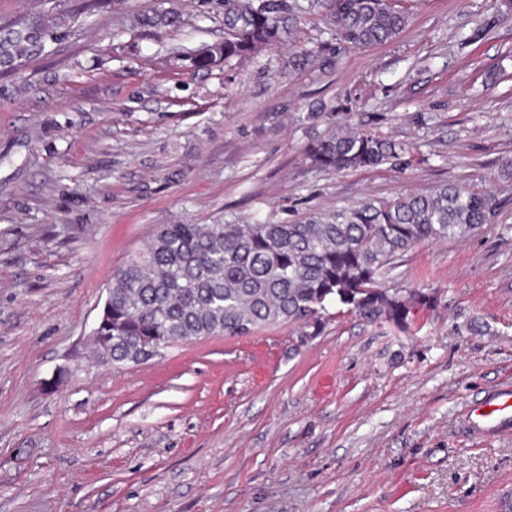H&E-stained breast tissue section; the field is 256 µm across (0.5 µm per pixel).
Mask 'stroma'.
<instances>
[{
    "label": "stroma",
    "mask_w": 512,
    "mask_h": 512,
    "mask_svg": "<svg viewBox=\"0 0 512 512\" xmlns=\"http://www.w3.org/2000/svg\"><path fill=\"white\" fill-rule=\"evenodd\" d=\"M0 0L56 23L0 70V512H512V434L464 413L512 379V13L402 0L406 29L292 68L311 17L230 70H175L224 39V0ZM352 124L399 160L334 172L305 147ZM491 223L385 277L434 298L411 328L328 305L321 330L212 336L103 366L91 331L156 225L291 221L446 184ZM69 367L60 384L52 379ZM181 16L174 7L156 10L151 15L144 16L142 23L144 26H163L177 29L181 25Z\"/></svg>",
    "instance_id": "35a3bbf8"
}]
</instances>
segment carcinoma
<instances>
[{
  "instance_id": "carcinoma-1",
  "label": "carcinoma",
  "mask_w": 512,
  "mask_h": 512,
  "mask_svg": "<svg viewBox=\"0 0 512 512\" xmlns=\"http://www.w3.org/2000/svg\"><path fill=\"white\" fill-rule=\"evenodd\" d=\"M320 14L336 40L363 49L393 40L409 15L390 0H224V41L189 59L196 70L232 66L294 34ZM176 29L174 7L143 17ZM51 27L14 25L0 41V66L37 53ZM405 147L345 128L305 150L311 164L342 172L376 167ZM496 199L457 184L401 194L288 223L161 224L146 248L113 274L98 319L96 348L116 365L148 362L175 345L209 336L238 337L291 323L319 326L326 305L370 322L407 327L430 297L382 286L416 245L451 242L491 223Z\"/></svg>"
}]
</instances>
